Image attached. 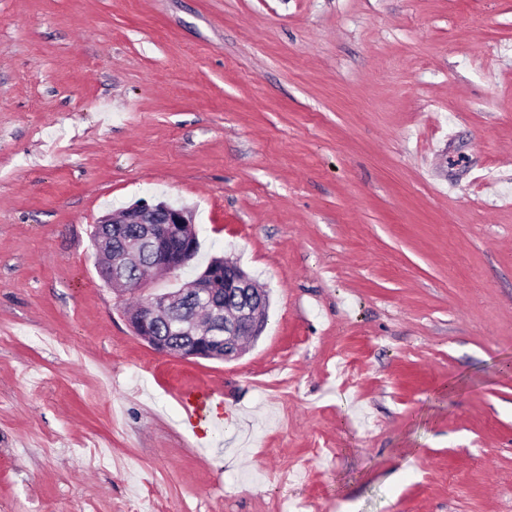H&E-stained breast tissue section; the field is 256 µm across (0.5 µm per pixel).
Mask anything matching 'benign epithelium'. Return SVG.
I'll return each instance as SVG.
<instances>
[{
  "label": "benign epithelium",
  "mask_w": 512,
  "mask_h": 512,
  "mask_svg": "<svg viewBox=\"0 0 512 512\" xmlns=\"http://www.w3.org/2000/svg\"><path fill=\"white\" fill-rule=\"evenodd\" d=\"M114 238L96 263L106 284L140 287L147 268L175 274L196 256L197 238L186 207L164 202L134 205L100 220ZM135 224L132 235L112 236V225ZM269 299L254 290L253 278L226 257L213 258L202 273L174 291L154 293L125 310L133 333L154 350L182 358L232 360L241 356L243 338L255 339L267 324ZM173 323L189 345L177 347L155 336L160 324Z\"/></svg>",
  "instance_id": "7a95c632"
}]
</instances>
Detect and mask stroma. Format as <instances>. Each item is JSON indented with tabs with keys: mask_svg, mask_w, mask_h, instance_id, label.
Here are the masks:
<instances>
[{
	"mask_svg": "<svg viewBox=\"0 0 512 512\" xmlns=\"http://www.w3.org/2000/svg\"><path fill=\"white\" fill-rule=\"evenodd\" d=\"M143 201L200 242L147 292L268 291L238 359L128 326ZM0 512H512V0H0ZM103 238L112 237V224H125L124 233H116L109 251H99L104 242L97 236L96 224L91 231L96 263L106 284L140 288L139 273L147 268L161 269L171 275L186 267L196 256L198 242L192 232V214L186 207L164 202L133 205L112 216L102 218ZM114 243V244H113ZM99 251V252H98ZM216 393L210 390H200L187 394L185 397V412L188 425L194 432L200 434V426L220 428L224 426V412L219 411ZM216 407V411H214Z\"/></svg>",
	"mask_w": 512,
	"mask_h": 512,
	"instance_id": "stroma-1",
	"label": "stroma"
}]
</instances>
